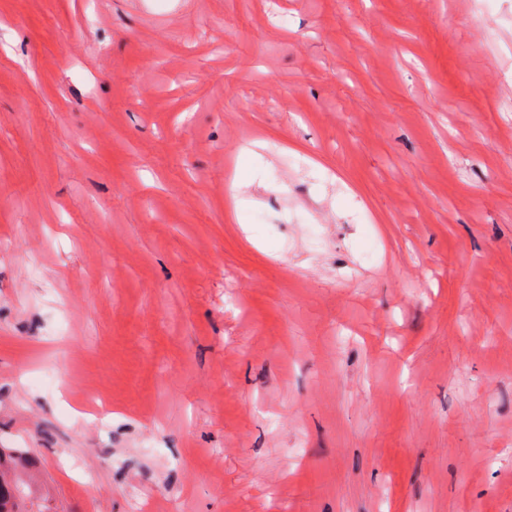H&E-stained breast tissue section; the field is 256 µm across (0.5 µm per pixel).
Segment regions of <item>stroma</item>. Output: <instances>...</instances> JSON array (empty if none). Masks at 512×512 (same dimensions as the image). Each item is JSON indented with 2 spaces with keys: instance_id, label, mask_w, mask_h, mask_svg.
<instances>
[{
  "instance_id": "obj_1",
  "label": "stroma",
  "mask_w": 512,
  "mask_h": 512,
  "mask_svg": "<svg viewBox=\"0 0 512 512\" xmlns=\"http://www.w3.org/2000/svg\"><path fill=\"white\" fill-rule=\"evenodd\" d=\"M0 239L52 512H512V0H0Z\"/></svg>"
}]
</instances>
